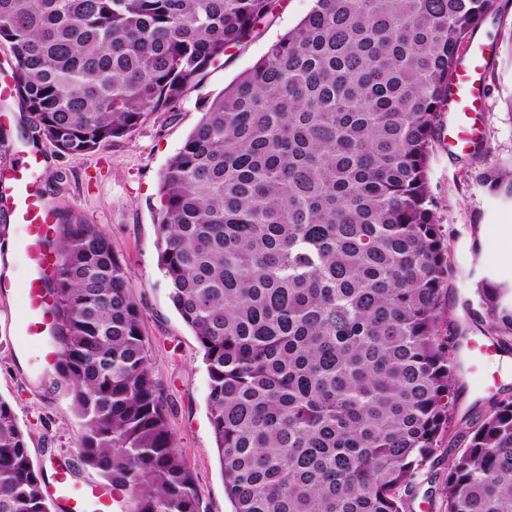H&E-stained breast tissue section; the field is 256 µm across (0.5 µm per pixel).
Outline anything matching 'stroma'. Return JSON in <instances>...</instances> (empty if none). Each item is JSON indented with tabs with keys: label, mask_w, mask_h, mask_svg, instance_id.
Listing matches in <instances>:
<instances>
[{
	"label": "stroma",
	"mask_w": 512,
	"mask_h": 512,
	"mask_svg": "<svg viewBox=\"0 0 512 512\" xmlns=\"http://www.w3.org/2000/svg\"><path fill=\"white\" fill-rule=\"evenodd\" d=\"M314 0H276L275 18L262 33L229 49L210 67L205 79L175 111L158 112L126 137L82 155L60 154L41 141V168L46 196L59 211L75 209L97 224L129 270L143 314V334L150 366L167 404L169 423L179 452L190 465L203 512H231L208 418L209 379L202 352L191 329L168 298L166 279L158 266L154 218L160 207L158 189L169 159L181 148L211 98L238 75L250 70L289 29L311 10ZM491 52L483 70L485 94L479 127L493 161L512 160V8L487 18L476 34ZM8 147H0V168L13 161L11 145L31 135L29 114L19 99L0 102ZM477 166L464 151L436 139L430 162V187L438 201L437 216L448 240L453 273L445 299L451 323L475 329L464 305L486 274L512 282V266L501 256L512 250L503 228L512 226V201L493 198L476 180ZM19 324L16 293L0 295V397L9 400L20 425L29 432L36 467L59 455L76 456L81 422L72 411L70 388L55 371L37 368L29 356L13 349ZM492 381L467 379L458 414L496 391L511 387L512 371L501 361L487 362Z\"/></svg>",
	"instance_id": "1"
}]
</instances>
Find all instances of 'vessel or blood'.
<instances>
[{"instance_id": "vessel-or-blood-1", "label": "vessel or blood", "mask_w": 512, "mask_h": 512, "mask_svg": "<svg viewBox=\"0 0 512 512\" xmlns=\"http://www.w3.org/2000/svg\"><path fill=\"white\" fill-rule=\"evenodd\" d=\"M487 47L469 44L459 55L457 77L451 104L464 115L455 123L456 140L469 148L478 140L479 130L471 118L481 110L482 61ZM13 163L0 169V208L6 209L16 223L25 227L18 250L27 261L28 272L18 292L22 318L15 342L17 351L33 355L44 369L58 362L55 333L58 316L50 288L56 253V215L47 201L39 179L42 159L39 153L14 148ZM493 345L470 339L464 349L472 374H479L492 357ZM43 488L59 512H117L118 496L110 486L91 480H79L68 462L55 463L43 477Z\"/></svg>"}]
</instances>
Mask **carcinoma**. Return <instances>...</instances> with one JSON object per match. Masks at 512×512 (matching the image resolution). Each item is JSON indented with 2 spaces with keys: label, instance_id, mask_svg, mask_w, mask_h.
Masks as SVG:
<instances>
[{
  "label": "carcinoma",
  "instance_id": "cac0c4a2",
  "mask_svg": "<svg viewBox=\"0 0 512 512\" xmlns=\"http://www.w3.org/2000/svg\"><path fill=\"white\" fill-rule=\"evenodd\" d=\"M512 0H314L207 106L161 179L169 298L209 378L233 512H410L448 435L443 512H512V394L465 425L466 332L429 187L463 44ZM274 0H0V43L35 130L79 155L176 104ZM477 179L512 200V164ZM57 370L78 460L125 512H202L150 367L129 272L96 224L57 213ZM482 335L512 347V283L477 284ZM0 512H51L0 396Z\"/></svg>",
  "mask_w": 512,
  "mask_h": 512
}]
</instances>
